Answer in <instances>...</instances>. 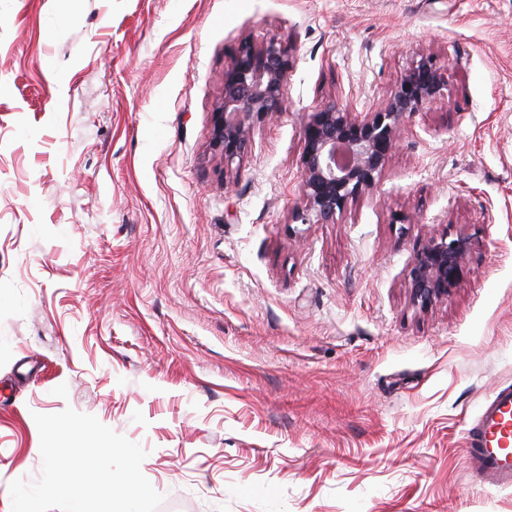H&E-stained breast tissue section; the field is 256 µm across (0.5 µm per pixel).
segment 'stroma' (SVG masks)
Here are the masks:
<instances>
[{"instance_id":"35a3bbf8","label":"stroma","mask_w":512,"mask_h":512,"mask_svg":"<svg viewBox=\"0 0 512 512\" xmlns=\"http://www.w3.org/2000/svg\"><path fill=\"white\" fill-rule=\"evenodd\" d=\"M272 36L288 108L225 168L224 68ZM429 55L377 187L293 224L305 113ZM462 232L420 312L414 250ZM505 385L512 0H0V512L68 407L141 445L158 512H512L466 454ZM475 244L468 235L431 237L418 248L410 261L407 288L413 305L426 311L448 297L472 254Z\"/></svg>"}]
</instances>
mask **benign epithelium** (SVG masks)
I'll use <instances>...</instances> for the list:
<instances>
[{"label": "benign epithelium", "instance_id": "obj_1", "mask_svg": "<svg viewBox=\"0 0 512 512\" xmlns=\"http://www.w3.org/2000/svg\"><path fill=\"white\" fill-rule=\"evenodd\" d=\"M293 66L289 49L276 38L248 41L224 69V96L213 113L211 145L229 167L242 159L258 122L286 109ZM446 82L431 57L421 58L375 111L361 114L334 102L306 113L296 224H334L348 203L373 189L412 117L444 97ZM468 235L431 237L410 261L407 288L422 311L448 297L472 254Z\"/></svg>", "mask_w": 512, "mask_h": 512}]
</instances>
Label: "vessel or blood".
I'll list each match as a JSON object with an SVG mask.
<instances>
[{
	"mask_svg": "<svg viewBox=\"0 0 512 512\" xmlns=\"http://www.w3.org/2000/svg\"><path fill=\"white\" fill-rule=\"evenodd\" d=\"M468 453L480 480L512 487V386L499 388L467 431Z\"/></svg>",
	"mask_w": 512,
	"mask_h": 512,
	"instance_id": "obj_1",
	"label": "vessel or blood"
}]
</instances>
